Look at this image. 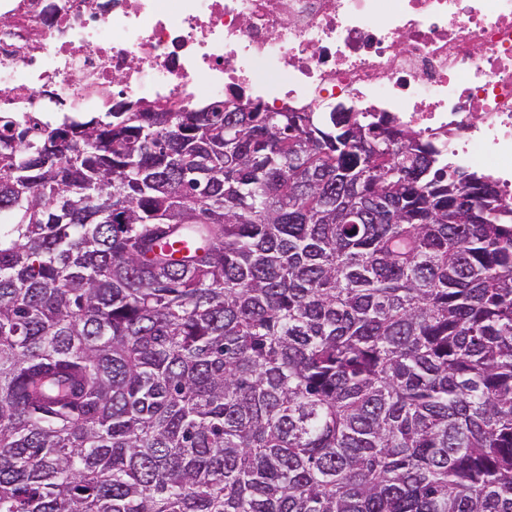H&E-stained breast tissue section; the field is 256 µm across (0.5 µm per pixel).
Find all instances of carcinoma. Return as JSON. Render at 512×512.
<instances>
[{
  "instance_id": "obj_1",
  "label": "carcinoma",
  "mask_w": 512,
  "mask_h": 512,
  "mask_svg": "<svg viewBox=\"0 0 512 512\" xmlns=\"http://www.w3.org/2000/svg\"><path fill=\"white\" fill-rule=\"evenodd\" d=\"M226 104L0 113V512H512V204Z\"/></svg>"
}]
</instances>
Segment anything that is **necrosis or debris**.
<instances>
[{"mask_svg": "<svg viewBox=\"0 0 512 512\" xmlns=\"http://www.w3.org/2000/svg\"><path fill=\"white\" fill-rule=\"evenodd\" d=\"M201 91L388 114L512 202V0H0V112Z\"/></svg>", "mask_w": 512, "mask_h": 512, "instance_id": "4bbe7bcc", "label": "necrosis or debris"}]
</instances>
